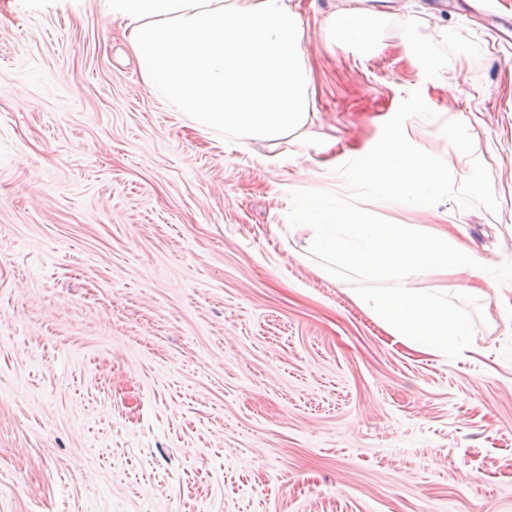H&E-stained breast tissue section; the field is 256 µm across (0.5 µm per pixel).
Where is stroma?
Here are the masks:
<instances>
[{
    "instance_id": "1",
    "label": "stroma",
    "mask_w": 512,
    "mask_h": 512,
    "mask_svg": "<svg viewBox=\"0 0 512 512\" xmlns=\"http://www.w3.org/2000/svg\"><path fill=\"white\" fill-rule=\"evenodd\" d=\"M315 129L279 167L225 156L144 83L104 0H0V512H512V0H380L381 50L296 0ZM458 85L449 97L443 82ZM465 122L497 213L447 231L498 288L449 355L395 342L288 236V193L368 152L403 90Z\"/></svg>"
}]
</instances>
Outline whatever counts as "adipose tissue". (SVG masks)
<instances>
[{
    "mask_svg": "<svg viewBox=\"0 0 512 512\" xmlns=\"http://www.w3.org/2000/svg\"><path fill=\"white\" fill-rule=\"evenodd\" d=\"M144 83L160 92L201 134L225 152L261 148L265 164L281 163L287 146L306 155L317 117L302 48L301 14L290 0H110ZM377 11L366 0H337L329 16L337 40L376 48ZM292 216L306 234L297 254L316 257L325 275L337 269L377 281L361 290L366 308L389 336L420 352L454 351L466 334L448 296L423 287L436 275L459 290L495 289L475 253L416 224H376L330 206L327 195L299 201ZM393 286L382 289L381 284Z\"/></svg>",
    "mask_w": 512,
    "mask_h": 512,
    "instance_id": "adipose-tissue-1",
    "label": "adipose tissue"
}]
</instances>
